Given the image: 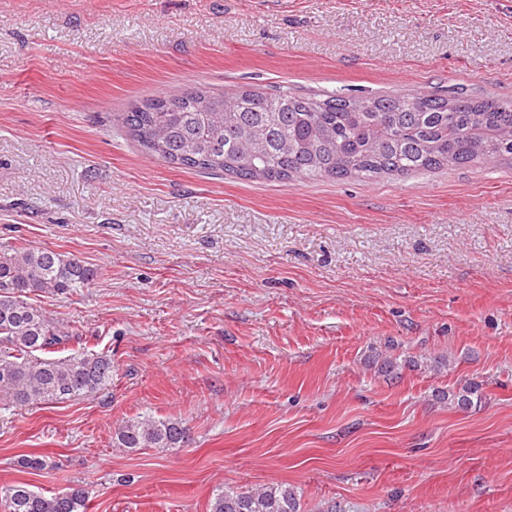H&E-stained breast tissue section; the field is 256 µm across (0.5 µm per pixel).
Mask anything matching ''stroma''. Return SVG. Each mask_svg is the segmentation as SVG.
Listing matches in <instances>:
<instances>
[{"label": "stroma", "mask_w": 512, "mask_h": 512, "mask_svg": "<svg viewBox=\"0 0 512 512\" xmlns=\"http://www.w3.org/2000/svg\"><path fill=\"white\" fill-rule=\"evenodd\" d=\"M188 85L510 101L512 0H0V248L96 269L31 302L112 357L96 392L0 397V488L79 482L88 512H210L215 488L277 483L307 512H512V163L175 168L115 118ZM373 350L453 363L389 380ZM470 381L472 408L433 401ZM143 414L187 443L113 447Z\"/></svg>", "instance_id": "stroma-1"}]
</instances>
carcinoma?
Instances as JSON below:
<instances>
[{
  "instance_id": "obj_1",
  "label": "carcinoma",
  "mask_w": 512,
  "mask_h": 512,
  "mask_svg": "<svg viewBox=\"0 0 512 512\" xmlns=\"http://www.w3.org/2000/svg\"><path fill=\"white\" fill-rule=\"evenodd\" d=\"M147 103L150 112L133 103L117 116L143 150L176 168L249 180H373L512 160V104L458 91L380 97L244 90L226 98L189 86ZM94 278V270L73 255L34 246L0 252V394L16 404H46L112 382L111 356L74 348L79 333L28 302L32 294L71 295ZM365 366L393 379L405 368L438 372L450 360L373 352ZM434 397L468 409L482 393L468 383L438 389ZM187 440L182 422L144 415L119 427L112 445L129 452L177 448ZM0 498L7 512H86L89 491L77 484L46 495L15 484L1 489ZM210 512L305 510L300 491L281 483L219 487Z\"/></svg>"
}]
</instances>
